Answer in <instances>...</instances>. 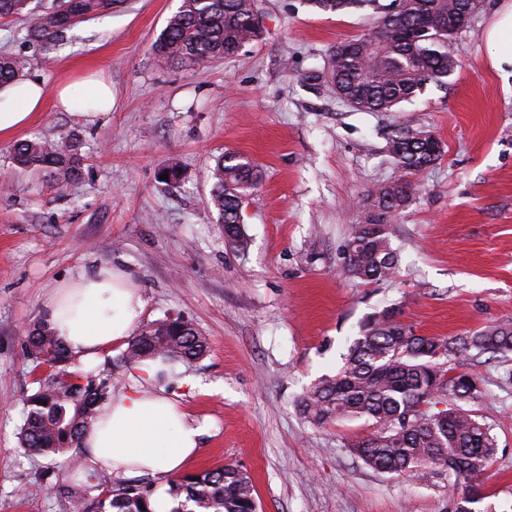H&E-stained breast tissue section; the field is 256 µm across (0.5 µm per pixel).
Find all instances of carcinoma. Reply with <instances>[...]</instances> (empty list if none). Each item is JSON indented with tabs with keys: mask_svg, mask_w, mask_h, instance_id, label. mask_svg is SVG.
Listing matches in <instances>:
<instances>
[{
	"mask_svg": "<svg viewBox=\"0 0 512 512\" xmlns=\"http://www.w3.org/2000/svg\"><path fill=\"white\" fill-rule=\"evenodd\" d=\"M123 0H56L50 10L29 7V0H0V19L23 15L28 35L37 41L64 37L74 25L98 17ZM396 0H390V4ZM324 13L369 7L376 14L373 33L344 41L332 51L330 77L338 97L361 112H393L421 95L427 85L448 77L454 60L448 53V19L462 12L467 0H401L389 14L380 0H304ZM258 0H181L152 50L158 57L184 68L200 67L232 55L258 40L254 26ZM25 62L0 55V85L23 76ZM437 137L423 127L401 128L387 140L403 178L379 184L372 196L379 209V231L366 224L353 227L345 251L344 272L365 283L396 273L400 256L393 245L387 218L412 197L409 180L430 169L442 156L431 148ZM13 165L46 170L58 187L82 175L77 139L22 140L10 149ZM210 205L217 210L224 236L246 251L249 240L240 224L244 200L260 182L257 166L228 153L210 167ZM25 348L36 367L48 374L36 378V390L26 398L19 431L21 447L45 457H67L78 446L108 397L107 382L78 368L75 357L46 321L34 324ZM209 343L195 326L166 317L144 325L118 362L132 366L146 359L191 363L204 358ZM512 353V323L486 326L468 336H422L401 320L395 308L367 318L360 335L343 355L333 377H325L296 400L306 421L323 428L345 418H364L373 431L349 446L371 469L388 474H423L428 470L452 478L464 489L455 512H473L469 505L483 499L477 477L493 458L496 440L466 405L482 395L481 379L457 364L474 356L506 357ZM452 408L431 411L440 397ZM92 474L86 481L59 484L56 492L70 512H154L150 486L119 481L91 495ZM181 498L174 512H257L253 486L246 472L233 465L188 474L175 482Z\"/></svg>",
	"mask_w": 512,
	"mask_h": 512,
	"instance_id": "1",
	"label": "carcinoma"
}]
</instances>
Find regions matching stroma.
I'll use <instances>...</instances> for the list:
<instances>
[{
	"label": "stroma",
	"mask_w": 512,
	"mask_h": 512,
	"mask_svg": "<svg viewBox=\"0 0 512 512\" xmlns=\"http://www.w3.org/2000/svg\"><path fill=\"white\" fill-rule=\"evenodd\" d=\"M505 0H484L454 35L445 86L395 112H360L310 73L336 44L368 34L369 10L322 14L302 0H261V40L207 67L184 69L151 46L180 0H124L75 25L66 43L30 41L23 19H0V55L27 61L47 88L98 73L112 112L84 125L45 106L27 139L73 134L81 180L51 186L21 171L0 140V512H63L53 486L78 478L18 440L34 389L27 331L60 281L103 263L135 275L140 324L183 317L209 341L193 364L170 365L167 391L204 429L194 473L234 464L258 512H454L463 489L446 474H382L349 451L363 419L307 423L296 399L335 375L361 324L386 307L425 336H465L512 320V77L491 66L486 31ZM423 126L444 146L419 190L390 220L400 249L388 281L343 270L350 228L374 218L372 192L399 175L389 133ZM235 152L262 171L242 210L247 252L224 239L209 206V167ZM176 166L180 183H160ZM483 395L471 408L497 448L479 476L476 512H512V356L473 358ZM201 385L189 389L185 377Z\"/></svg>",
	"instance_id": "35a3bbf8"
}]
</instances>
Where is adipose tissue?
Instances as JSON below:
<instances>
[{"label": "adipose tissue", "instance_id": "adipose-tissue-1", "mask_svg": "<svg viewBox=\"0 0 512 512\" xmlns=\"http://www.w3.org/2000/svg\"><path fill=\"white\" fill-rule=\"evenodd\" d=\"M487 40L494 49L493 68L502 77L512 76V0L504 4ZM83 85L82 100L68 83L50 91L41 80L24 77L0 86V139L26 128L49 96L58 110L89 124L109 114L111 85L91 75ZM46 307L50 326L68 350L91 360L131 337L144 301L129 270L105 263L58 284ZM164 370L157 360L136 364L128 388L100 407L82 440L86 456L99 469L115 475L175 477L197 455L203 430L159 386Z\"/></svg>", "mask_w": 512, "mask_h": 512}]
</instances>
